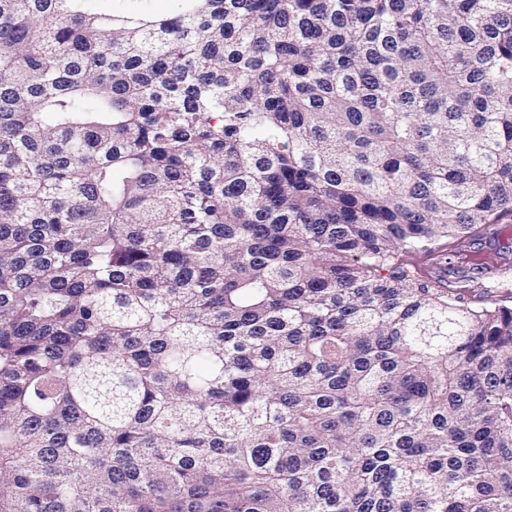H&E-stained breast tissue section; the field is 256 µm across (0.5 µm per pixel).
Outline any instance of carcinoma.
<instances>
[{
  "label": "carcinoma",
  "instance_id": "obj_1",
  "mask_svg": "<svg viewBox=\"0 0 512 512\" xmlns=\"http://www.w3.org/2000/svg\"><path fill=\"white\" fill-rule=\"evenodd\" d=\"M0 0V512H512V0ZM481 244L469 245L463 248V251L449 256L443 255L436 258L435 262L439 263V267H448V281L451 288H510L512 287V253H504L503 249L499 250L498 241L494 245L488 243V239L477 241ZM487 251L494 255V262L490 266L483 268L482 273L472 270L463 259L465 255L473 252ZM450 262V264H448ZM474 278L473 281L466 280Z\"/></svg>",
  "mask_w": 512,
  "mask_h": 512
}]
</instances>
